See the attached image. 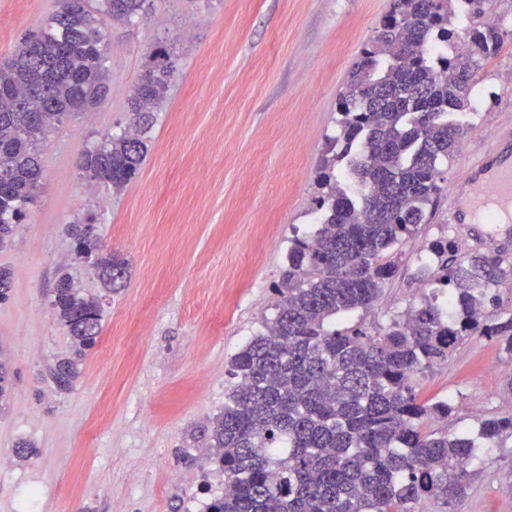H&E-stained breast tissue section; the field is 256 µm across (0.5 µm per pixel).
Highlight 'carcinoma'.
I'll use <instances>...</instances> for the list:
<instances>
[{
	"label": "carcinoma",
	"instance_id": "carcinoma-1",
	"mask_svg": "<svg viewBox=\"0 0 512 512\" xmlns=\"http://www.w3.org/2000/svg\"><path fill=\"white\" fill-rule=\"evenodd\" d=\"M151 0H59L0 61V249L37 203L43 179L39 142L90 113L110 90L107 26L146 13ZM470 25L452 28L453 0H393L374 41L362 51L339 94V151L360 199L331 175L321 224L296 238L277 288L272 319L231 357L237 379L210 427L208 461L224 473V493L205 512H415L426 499L461 498L479 444L512 437V416L479 422L477 436L436 423L455 410L423 399L416 377L468 338L485 336L512 355V313L495 294L512 265L484 253H459L451 238L430 246L448 308L426 299L375 331L336 319L377 305L397 271V248L428 221L441 192L440 164L459 150L467 129L448 119L471 105L481 63L505 33L464 0ZM176 72L167 45L146 56L129 98L123 133L84 147L87 183L122 190L139 174L153 109ZM86 214L69 227L83 258ZM85 271L116 287L125 262L103 253ZM50 307L71 336L69 356L49 370L69 391L101 328L99 296L63 272Z\"/></svg>",
	"mask_w": 512,
	"mask_h": 512
}]
</instances>
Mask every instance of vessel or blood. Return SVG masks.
<instances>
[{
	"label": "vessel or blood",
	"mask_w": 512,
	"mask_h": 512,
	"mask_svg": "<svg viewBox=\"0 0 512 512\" xmlns=\"http://www.w3.org/2000/svg\"><path fill=\"white\" fill-rule=\"evenodd\" d=\"M453 222L476 224L512 222V161L488 167L485 157L470 165L463 183L451 193Z\"/></svg>",
	"instance_id": "vessel-or-blood-1"
}]
</instances>
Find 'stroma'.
Masks as SVG:
<instances>
[{"instance_id":"35a3bbf8","label":"stroma","mask_w":512,"mask_h":512,"mask_svg":"<svg viewBox=\"0 0 512 512\" xmlns=\"http://www.w3.org/2000/svg\"><path fill=\"white\" fill-rule=\"evenodd\" d=\"M57 0H0V56ZM391 0H156L147 19L109 25L112 83L97 111L49 133L39 200L0 250L12 288L0 302V354L12 391L0 404V512H20L42 491L38 512H203L224 490L209 464L205 430L224 408L229 361L272 317L293 239L320 224V173L336 138V98ZM168 42L179 72L158 107L141 170L122 191L80 178V151L121 133L145 58ZM512 40L483 62L468 133L442 164L430 220L398 249L399 271L381 302L348 315L384 325L427 295L437 263L429 243L449 236L470 251L512 262L511 224H453L447 189L512 120ZM93 212L98 236L127 263L122 288L82 275L103 304L96 345L74 389H55L48 369L67 355V329L47 297L75 272L68 227ZM512 355L485 338L461 345L419 379L421 395L452 400V432L512 414ZM36 456L21 460L19 442ZM419 512H512V439L486 450L466 495Z\"/></svg>"}]
</instances>
